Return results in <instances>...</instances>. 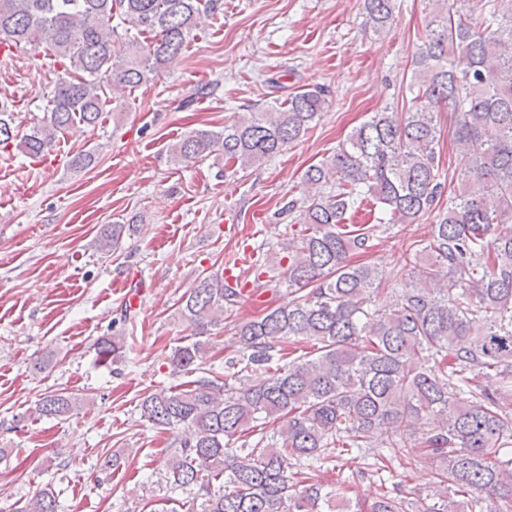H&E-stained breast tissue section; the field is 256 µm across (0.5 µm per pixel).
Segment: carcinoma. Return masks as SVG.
Instances as JSON below:
<instances>
[{"instance_id": "carcinoma-1", "label": "carcinoma", "mask_w": 512, "mask_h": 512, "mask_svg": "<svg viewBox=\"0 0 512 512\" xmlns=\"http://www.w3.org/2000/svg\"><path fill=\"white\" fill-rule=\"evenodd\" d=\"M470 0H429L433 16L415 59L402 112L384 109L356 127L336 152L304 173L289 225L285 271L251 263L245 278L284 281L286 306L238 328L240 353L224 372L207 366L201 337L234 311L238 287L212 274L182 297L180 314L194 340L166 357L175 374L200 373L185 388L141 401L144 418L190 430L170 462V489L192 494L189 512H353L344 483L327 491L304 477L334 451L361 452L403 441V468L429 465L434 482L418 499L386 490L360 512H512V0H483L475 27ZM398 0H363L372 31L383 33ZM221 0H0V47L42 45L64 67L44 118L15 133L0 99V145L19 139L29 156L50 152L76 124L95 127L110 92H131L182 55L201 15ZM119 18L130 33L114 50ZM150 35L151 41L140 40ZM460 53L464 70L454 67ZM322 87L246 108L220 130L190 133L170 147L187 162L224 156V173L259 166L297 141L328 108ZM455 118L456 144L471 159L457 189L440 181L438 114ZM448 194V206L440 205ZM375 223L350 228L364 202ZM439 209L428 237L403 252L399 283L383 288L378 267L349 260L391 224H413ZM126 225L102 229L98 247L117 248ZM314 350L283 362L288 345ZM125 337L97 340L101 363L122 357ZM252 378L237 384L239 373ZM478 372L496 380L489 391ZM85 405L64 390L38 412L62 418ZM281 422L267 434L269 423ZM259 432L248 445L245 436ZM41 492L18 512H57Z\"/></svg>"}]
</instances>
